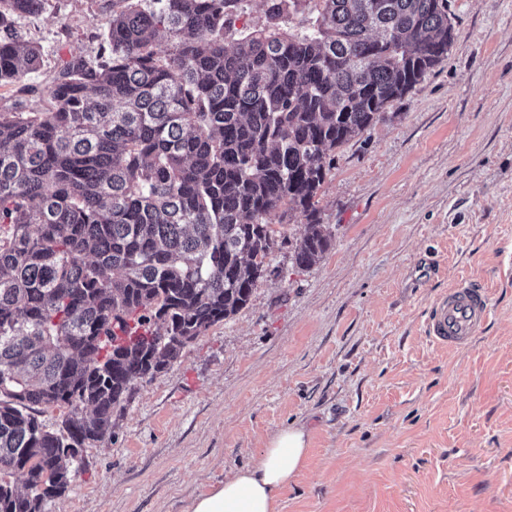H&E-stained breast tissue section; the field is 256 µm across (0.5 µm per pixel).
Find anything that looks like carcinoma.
I'll return each instance as SVG.
<instances>
[{"label": "carcinoma", "mask_w": 512, "mask_h": 512, "mask_svg": "<svg viewBox=\"0 0 512 512\" xmlns=\"http://www.w3.org/2000/svg\"><path fill=\"white\" fill-rule=\"evenodd\" d=\"M142 2L112 0L97 59L60 58L31 108L15 20L43 0H0V87L22 93L0 107V512H43L134 382L247 306L280 208L306 225L294 265L322 259L330 152L453 40L448 0H262L241 28L246 0Z\"/></svg>", "instance_id": "obj_1"}]
</instances>
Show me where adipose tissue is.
Here are the masks:
<instances>
[{"label":"adipose tissue","mask_w":512,"mask_h":512,"mask_svg":"<svg viewBox=\"0 0 512 512\" xmlns=\"http://www.w3.org/2000/svg\"><path fill=\"white\" fill-rule=\"evenodd\" d=\"M308 449L304 427L278 431L254 464L194 497L189 512H276L277 492L293 482Z\"/></svg>","instance_id":"1"}]
</instances>
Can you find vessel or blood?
Returning a JSON list of instances; mask_svg holds the SVG:
<instances>
[{
    "mask_svg": "<svg viewBox=\"0 0 512 512\" xmlns=\"http://www.w3.org/2000/svg\"><path fill=\"white\" fill-rule=\"evenodd\" d=\"M489 314L486 289L473 282H463L436 299L426 320L425 332L438 345H466L482 331Z\"/></svg>",
    "mask_w": 512,
    "mask_h": 512,
    "instance_id": "1",
    "label": "vessel or blood"
}]
</instances>
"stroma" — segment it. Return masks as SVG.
Segmentation results:
<instances>
[{"label":"stroma","instance_id":"35a3bbf8","mask_svg":"<svg viewBox=\"0 0 512 512\" xmlns=\"http://www.w3.org/2000/svg\"><path fill=\"white\" fill-rule=\"evenodd\" d=\"M448 56L337 148L318 207L332 246L310 269L297 211L249 304L136 382L112 435L44 512H188L280 429L310 435L277 512H512V0H448ZM112 0H44L32 107L59 55L95 58ZM481 283L490 316L433 345V300Z\"/></svg>","mask_w":512,"mask_h":512}]
</instances>
